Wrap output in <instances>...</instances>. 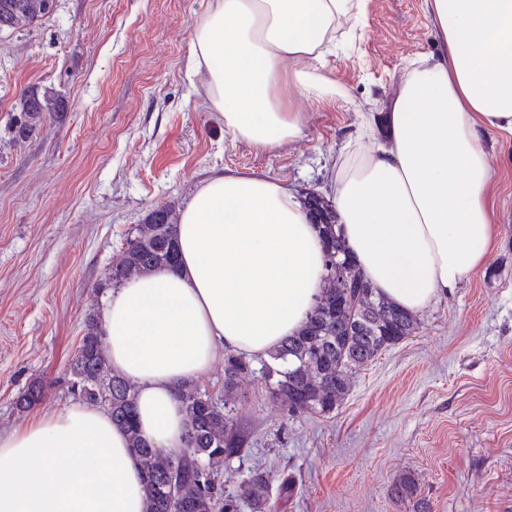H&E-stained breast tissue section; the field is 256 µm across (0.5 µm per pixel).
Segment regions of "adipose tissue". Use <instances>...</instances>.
I'll use <instances>...</instances> for the list:
<instances>
[{"label":"adipose tissue","mask_w":512,"mask_h":512,"mask_svg":"<svg viewBox=\"0 0 512 512\" xmlns=\"http://www.w3.org/2000/svg\"><path fill=\"white\" fill-rule=\"evenodd\" d=\"M438 55L410 70L386 141L339 157L333 204L360 269L416 313L480 268L493 238L495 169L481 135L512 136V0H426ZM353 0H209L189 67L233 141L274 150L302 132L281 97L334 85L323 64ZM178 266L126 280L106 297L100 334L114 371L137 386L142 439L186 450L177 389L225 350L269 357L303 324L324 251L301 199L281 181L210 176L184 202ZM0 512H145L125 432L74 403L0 435Z\"/></svg>","instance_id":"ef3b65f1"}]
</instances>
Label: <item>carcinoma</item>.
<instances>
[{"mask_svg": "<svg viewBox=\"0 0 512 512\" xmlns=\"http://www.w3.org/2000/svg\"><path fill=\"white\" fill-rule=\"evenodd\" d=\"M55 7L56 0H0V32L23 30L53 14ZM65 111L66 100L52 88L24 91L19 116L11 124L13 141H26L46 119ZM305 206L317 214L325 253L324 285L299 331L263 362L262 376L271 398L289 415L326 417L349 395L353 375L382 351L412 336L418 319L380 295L354 263L333 204L310 192ZM177 239L175 206L155 207L135 226L97 290L117 288L132 275L175 267ZM72 373L81 398L107 410L126 432L129 448L144 472L145 512H266L269 508V473L254 468L233 491L221 482L224 468L248 453L249 436L228 408L238 401L239 379L252 373L245 357L230 353L224 359L222 404L195 385L179 386L188 419V451L176 457L156 452L141 438L136 387L112 371L96 312L86 318ZM390 492L414 501V512H430L429 503L418 497L414 475L399 476Z\"/></svg>", "mask_w": 512, "mask_h": 512, "instance_id": "1", "label": "carcinoma"}]
</instances>
